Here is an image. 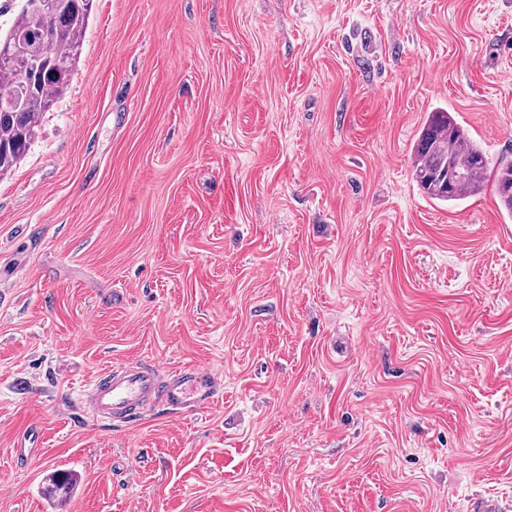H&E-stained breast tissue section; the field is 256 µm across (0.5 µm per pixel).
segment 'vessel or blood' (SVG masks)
I'll return each instance as SVG.
<instances>
[{"label":"vessel or blood","instance_id":"b4317fda","mask_svg":"<svg viewBox=\"0 0 512 512\" xmlns=\"http://www.w3.org/2000/svg\"><path fill=\"white\" fill-rule=\"evenodd\" d=\"M222 388L219 374L207 367L184 365L163 371L129 361L105 370L86 392L83 404L95 419L126 423L155 405L174 414L202 410Z\"/></svg>","mask_w":512,"mask_h":512}]
</instances>
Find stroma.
Segmentation results:
<instances>
[{"label":"stroma","instance_id":"1","mask_svg":"<svg viewBox=\"0 0 512 512\" xmlns=\"http://www.w3.org/2000/svg\"><path fill=\"white\" fill-rule=\"evenodd\" d=\"M439 109L512 160V0H93L0 176V512L512 503V215L421 193ZM127 360L224 389L93 421Z\"/></svg>","mask_w":512,"mask_h":512}]
</instances>
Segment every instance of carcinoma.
<instances>
[{"mask_svg": "<svg viewBox=\"0 0 512 512\" xmlns=\"http://www.w3.org/2000/svg\"><path fill=\"white\" fill-rule=\"evenodd\" d=\"M93 0H24L0 49V89L14 88L17 102L0 104V174L19 164L37 136L43 113L68 89L83 45ZM488 160L470 132L450 112L427 116L414 149L413 178L429 199L455 204L482 189ZM500 206L512 215V162L494 173ZM73 485L68 472L51 476L48 493L66 495Z\"/></svg>", "mask_w": 512, "mask_h": 512, "instance_id": "carcinoma-1", "label": "carcinoma"}]
</instances>
